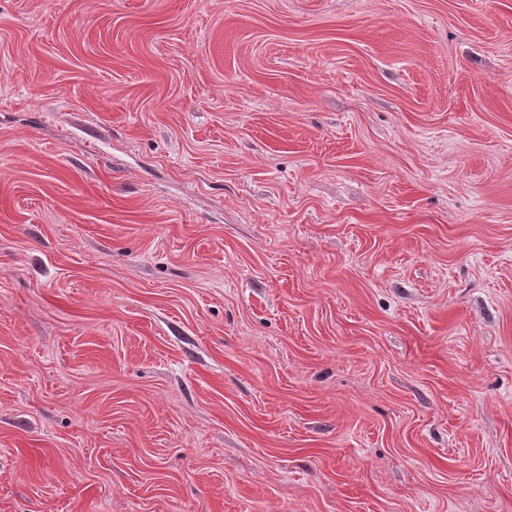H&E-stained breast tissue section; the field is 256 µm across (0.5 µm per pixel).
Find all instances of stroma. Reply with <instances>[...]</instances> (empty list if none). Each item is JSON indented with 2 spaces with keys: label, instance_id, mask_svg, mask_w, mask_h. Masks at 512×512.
<instances>
[{
  "label": "stroma",
  "instance_id": "stroma-1",
  "mask_svg": "<svg viewBox=\"0 0 512 512\" xmlns=\"http://www.w3.org/2000/svg\"><path fill=\"white\" fill-rule=\"evenodd\" d=\"M0 512H512V0H0Z\"/></svg>",
  "mask_w": 512,
  "mask_h": 512
}]
</instances>
